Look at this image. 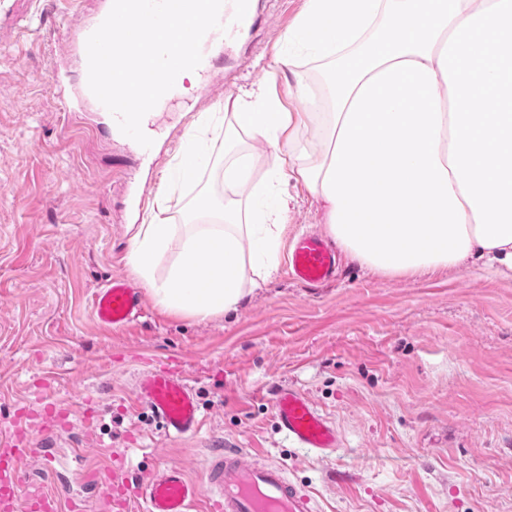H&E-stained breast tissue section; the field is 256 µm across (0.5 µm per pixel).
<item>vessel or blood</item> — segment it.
<instances>
[{"mask_svg":"<svg viewBox=\"0 0 512 512\" xmlns=\"http://www.w3.org/2000/svg\"><path fill=\"white\" fill-rule=\"evenodd\" d=\"M222 29L209 31L201 45L199 72H210L212 48L235 41L253 23L251 0H225L220 12ZM335 249L316 234L300 235L288 251V274L296 282L318 286L336 274ZM145 312L142 292L122 278H112L92 297V315L102 325L125 327ZM133 402L147 409L160 423L166 437L196 435L203 417L189 375L161 365L138 372ZM273 410L279 431L295 447L321 456L339 451L342 438L335 425L310 398L292 386L277 389ZM41 443L19 445L16 433L0 431V512H82L83 505L63 498L58 490L26 491L24 467L37 462L51 465L50 450L55 426L40 424ZM74 481L93 484L111 512H129L141 500L146 512H315V501L306 487L291 480L278 462L260 452L241 448L211 449L203 483L192 481L182 464L165 463L147 471L139 482H130L119 465L92 471L76 470Z\"/></svg>","mask_w":512,"mask_h":512,"instance_id":"b4317fda","label":"vessel or blood"}]
</instances>
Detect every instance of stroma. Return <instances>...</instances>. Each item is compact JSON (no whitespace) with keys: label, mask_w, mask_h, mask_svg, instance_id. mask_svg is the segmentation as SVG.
Returning a JSON list of instances; mask_svg holds the SVG:
<instances>
[{"label":"stroma","mask_w":512,"mask_h":512,"mask_svg":"<svg viewBox=\"0 0 512 512\" xmlns=\"http://www.w3.org/2000/svg\"><path fill=\"white\" fill-rule=\"evenodd\" d=\"M102 0H9L0 11V429L34 396L67 427L51 471L57 483L85 449L124 464L129 477L165 462L204 479L210 448L263 451L306 486L318 512H512V277L481 267L385 276L340 254L336 276L312 290L278 266L236 311L200 318L145 314L123 330L99 327L95 288L139 278L127 255L140 219L165 197L173 223L202 196L222 202L224 131L195 185L173 178L190 125L224 109V97L263 81L285 51L305 0H254L261 28L216 53L209 77L153 120L157 146L133 139L80 96L69 111L51 78L65 58L82 68L71 32L93 25ZM282 232L325 234L323 213L298 185ZM173 359L191 376L205 425L164 436L131 406L135 374ZM303 390L343 437L335 458L291 447L279 432L275 386Z\"/></svg>","instance_id":"stroma-1"}]
</instances>
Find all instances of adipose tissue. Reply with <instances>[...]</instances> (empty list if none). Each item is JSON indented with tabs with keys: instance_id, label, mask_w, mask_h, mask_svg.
<instances>
[{
	"instance_id": "adipose-tissue-1",
	"label": "adipose tissue",
	"mask_w": 512,
	"mask_h": 512,
	"mask_svg": "<svg viewBox=\"0 0 512 512\" xmlns=\"http://www.w3.org/2000/svg\"><path fill=\"white\" fill-rule=\"evenodd\" d=\"M288 41L319 74H296L308 111H286L268 85L224 98V205L188 224L166 207L132 236L128 260L157 302L202 318L237 308L278 267L284 182H301L351 259L389 276L472 264L512 272V0H306ZM194 122L181 183L205 164ZM281 154L254 179L248 141ZM167 277L154 264L171 243ZM207 253L200 281L188 262Z\"/></svg>"
}]
</instances>
